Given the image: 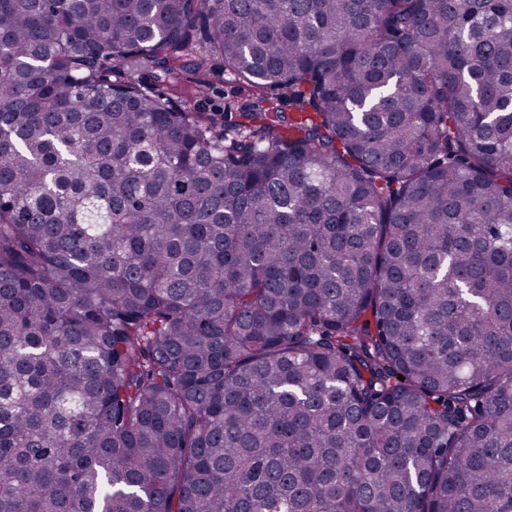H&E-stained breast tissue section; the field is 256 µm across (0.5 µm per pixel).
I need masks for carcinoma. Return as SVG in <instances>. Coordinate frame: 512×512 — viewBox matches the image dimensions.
<instances>
[{"mask_svg":"<svg viewBox=\"0 0 512 512\" xmlns=\"http://www.w3.org/2000/svg\"><path fill=\"white\" fill-rule=\"evenodd\" d=\"M0 512H512V0H0ZM212 71L206 76L194 72L183 74V84L194 90L195 103L199 112L219 113L224 123V113L241 112L246 105L256 101L247 88L239 84L230 75L224 73V58L214 55L211 60ZM208 79L206 83H200ZM223 120V121H222Z\"/></svg>","mask_w":512,"mask_h":512,"instance_id":"cac0c4a2","label":"carcinoma"}]
</instances>
